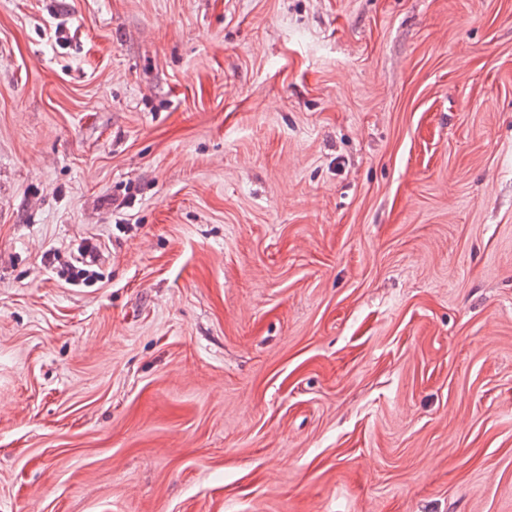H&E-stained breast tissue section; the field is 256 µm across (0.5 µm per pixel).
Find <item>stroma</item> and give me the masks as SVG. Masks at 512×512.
I'll list each match as a JSON object with an SVG mask.
<instances>
[{"label": "stroma", "instance_id": "obj_1", "mask_svg": "<svg viewBox=\"0 0 512 512\" xmlns=\"http://www.w3.org/2000/svg\"><path fill=\"white\" fill-rule=\"evenodd\" d=\"M0 512H512V0H0ZM74 245L76 247L70 250V260L60 265L57 274L73 285L90 286L102 276L101 272L94 269H99L100 247L91 239H83Z\"/></svg>", "mask_w": 512, "mask_h": 512}]
</instances>
